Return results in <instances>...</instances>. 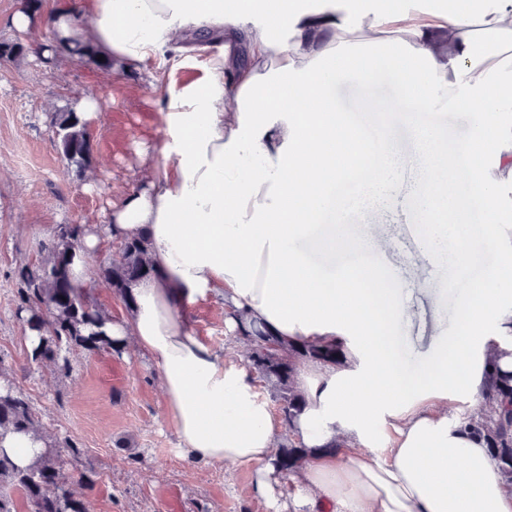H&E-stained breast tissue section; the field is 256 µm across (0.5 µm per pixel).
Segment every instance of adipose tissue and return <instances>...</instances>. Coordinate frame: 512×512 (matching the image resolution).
I'll use <instances>...</instances> for the list:
<instances>
[{
  "label": "adipose tissue",
  "instance_id": "1",
  "mask_svg": "<svg viewBox=\"0 0 512 512\" xmlns=\"http://www.w3.org/2000/svg\"><path fill=\"white\" fill-rule=\"evenodd\" d=\"M40 21L154 72L164 110L157 152L141 154L150 176L85 235L71 275L87 286L102 238L147 241L153 272L107 329L158 369L180 453L255 467L274 512H512L484 440L467 418L448 419L459 397L481 392L486 326L512 335V229L500 214L512 186V0H46ZM383 69L403 102L373 98L372 111L404 123L415 107L474 116L477 143L447 159L448 185L475 188L487 244L504 257L474 286L461 345L418 384L380 340L393 304L378 276H328L291 247L367 152L336 106L337 74L369 85ZM305 96L317 111L299 106ZM214 295L281 337L345 346L344 367L300 369L293 434L311 454L293 497L273 466L282 424L269 400L243 360L202 343L179 311Z\"/></svg>",
  "mask_w": 512,
  "mask_h": 512
}]
</instances>
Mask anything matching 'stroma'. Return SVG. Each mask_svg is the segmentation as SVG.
Returning a JSON list of instances; mask_svg holds the SVG:
<instances>
[{
    "label": "stroma",
    "instance_id": "stroma-1",
    "mask_svg": "<svg viewBox=\"0 0 512 512\" xmlns=\"http://www.w3.org/2000/svg\"><path fill=\"white\" fill-rule=\"evenodd\" d=\"M103 102L90 125L91 162L71 166L51 128L54 112L74 98ZM160 96L149 75L113 64L104 72L89 62L47 65L34 55L0 61V367L29 399L42 427L75 441L94 462L84 488L87 512H271L254 490L255 469L203 468L181 457L168 418L163 385L145 354L126 348L68 353L67 371L33 362L24 323L16 312L19 266L42 258L57 225L100 226L108 205L140 183L138 153L159 142ZM396 146L401 186L390 203L366 210L356 231H370L369 247L401 284L410 315L401 321L416 357L433 352L451 324L442 300L444 272L422 254L407 207L417 183V155L405 128ZM199 338L219 353L243 346L224 325V300L187 305Z\"/></svg>",
    "mask_w": 512,
    "mask_h": 512
}]
</instances>
